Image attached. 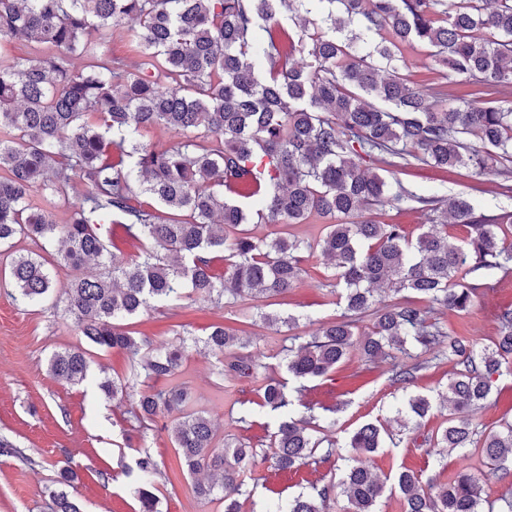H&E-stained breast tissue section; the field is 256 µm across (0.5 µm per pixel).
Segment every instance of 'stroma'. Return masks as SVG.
Returning a JSON list of instances; mask_svg holds the SVG:
<instances>
[{"instance_id":"obj_1","label":"stroma","mask_w":512,"mask_h":512,"mask_svg":"<svg viewBox=\"0 0 512 512\" xmlns=\"http://www.w3.org/2000/svg\"><path fill=\"white\" fill-rule=\"evenodd\" d=\"M392 176L426 195H463L479 209L496 204L512 211V198H492L497 180L493 174L479 178L464 168L442 174L422 166L396 170ZM303 268L300 280L282 296L224 304L194 295L180 305L151 309L130 320L133 331L154 342L180 337L192 342L177 377L191 394V408L212 420L220 441L255 448L241 512H271L311 481L335 485L329 512H345L347 500L339 485L351 454L347 441L361 425L376 421L388 424L394 434L393 442L363 457L379 477L392 478L407 468L428 485L470 472L480 479L483 503L512 494V462L492 464L476 448L439 456L429 443L432 434L448 424V409L436 398L448 387L452 363L420 355V370L410 384L402 385L393 382L390 361L367 362L356 347L327 377L306 382L293 396L297 416L314 414L321 434L335 440L334 461L309 463L286 477L277 474L268 447L277 417L261 407V389L266 378L285 377V357L295 338L311 335L342 313L330 262L316 251L305 256ZM492 277L497 287L469 311L442 309L436 314L449 334L480 348L497 336L494 308L512 303V276L496 271ZM265 311L292 316L293 321L279 328L268 326L261 319ZM217 322L249 340L259 377L218 376L217 358L196 344ZM79 342L63 306L26 304L16 300L13 288L0 285V437L14 445L11 453L0 454V512H51L50 494L58 487V471L68 464L76 475L67 492L83 512H138L136 460L144 452L160 469L154 481L158 512H224L219 501L196 496L166 430H139L129 415L135 391L112 400L93 382L71 385L50 376L49 357ZM409 394L434 399L426 418L398 416L396 409ZM467 417L484 435L512 420V367L494 376L487 403Z\"/></svg>"}]
</instances>
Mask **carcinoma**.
<instances>
[{"label":"carcinoma","instance_id":"1","mask_svg":"<svg viewBox=\"0 0 512 512\" xmlns=\"http://www.w3.org/2000/svg\"><path fill=\"white\" fill-rule=\"evenodd\" d=\"M293 26L282 19L288 13ZM133 20L128 35L138 51L112 54V31ZM21 41L34 54H11ZM427 51V76L413 84L404 52ZM303 63L295 62V56ZM80 57L83 66H70ZM463 87L448 97L442 80ZM162 127L178 140H141ZM416 163L441 172L459 167L503 177L512 193V0H0V248L26 239L41 249L58 243L54 264L72 272L61 293L37 253L8 254V282L24 303H65L77 334L90 348L57 351L49 374L72 384L90 375L91 349L127 353L133 376L176 378L186 350L135 336L123 321L148 307L176 306L189 288L235 303L283 295L300 279L303 253L334 261L342 283L344 319L330 322L288 349L297 379L325 376L354 345L356 322L372 315L361 342L369 361L393 358L395 381L408 384L417 366L394 353H448L455 371L443 401L455 410L481 407L493 376L512 364V306H499V333L476 349L448 334L435 307L467 312L495 284L479 270L512 274V212L478 210L463 196L419 195L378 172V164ZM84 184L74 197V182ZM35 191L63 201L58 224L28 203ZM410 201L428 216L410 237L400 224H381L368 212ZM318 215L334 218L326 234L304 243L287 232ZM278 230L266 240L243 229L252 221ZM468 237L448 241V223ZM101 224H115L142 245L138 259L108 249ZM226 263L214 273L215 261ZM410 290L428 299L386 301L383 290ZM204 346L219 374L255 378L250 342L209 327ZM98 388L115 397L130 380L105 377ZM262 405L279 414L269 448L280 470L328 463L335 444L322 447L311 421L291 416L281 381L263 386ZM179 385L138 392L130 414L148 430L161 418L203 498L221 493L224 512H241L243 472L256 456L250 446L220 443L203 413ZM432 401L405 397L398 412L422 419ZM383 427L362 425L351 436L343 493L346 512H376L386 482L360 456L382 447ZM437 454L481 448L493 462L512 458V422L484 439L467 419L448 416L432 439ZM136 465L140 512H157L150 453ZM333 485L314 483L278 512H328ZM394 489L404 512H480L478 479L461 472L424 488L411 470ZM52 512H81L61 489Z\"/></svg>","mask_w":512,"mask_h":512}]
</instances>
